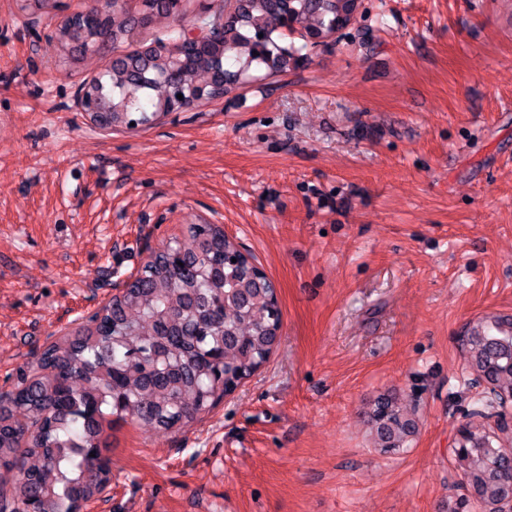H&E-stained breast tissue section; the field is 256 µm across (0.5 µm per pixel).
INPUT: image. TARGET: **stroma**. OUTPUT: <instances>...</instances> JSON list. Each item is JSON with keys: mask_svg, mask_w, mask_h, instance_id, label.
<instances>
[{"mask_svg": "<svg viewBox=\"0 0 512 512\" xmlns=\"http://www.w3.org/2000/svg\"><path fill=\"white\" fill-rule=\"evenodd\" d=\"M340 42L137 130L75 108L107 56L58 67L0 0V393L186 225L278 286L282 337L179 430L114 425L87 512H446L475 393L462 336L512 315V0H365ZM396 393L419 432L375 449ZM364 416L376 435L375 449L382 455L400 454L418 433L415 418L396 394L377 397Z\"/></svg>", "mask_w": 512, "mask_h": 512, "instance_id": "35a3bbf8", "label": "stroma"}]
</instances>
